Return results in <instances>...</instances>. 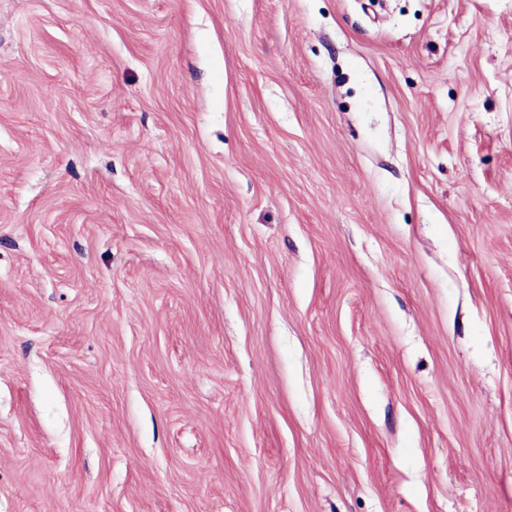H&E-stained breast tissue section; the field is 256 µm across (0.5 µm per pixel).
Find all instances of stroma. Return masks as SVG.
Returning <instances> with one entry per match:
<instances>
[{
  "instance_id": "1",
  "label": "stroma",
  "mask_w": 512,
  "mask_h": 512,
  "mask_svg": "<svg viewBox=\"0 0 512 512\" xmlns=\"http://www.w3.org/2000/svg\"><path fill=\"white\" fill-rule=\"evenodd\" d=\"M0 512H512V0H0Z\"/></svg>"
}]
</instances>
